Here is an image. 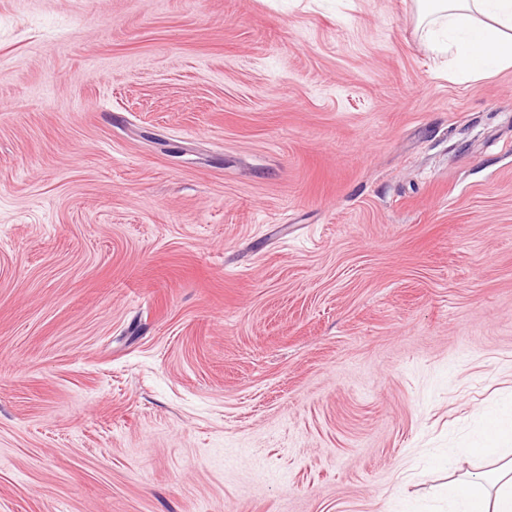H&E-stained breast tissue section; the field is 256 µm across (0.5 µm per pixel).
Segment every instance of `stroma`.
<instances>
[{
	"instance_id": "obj_1",
	"label": "stroma",
	"mask_w": 512,
	"mask_h": 512,
	"mask_svg": "<svg viewBox=\"0 0 512 512\" xmlns=\"http://www.w3.org/2000/svg\"><path fill=\"white\" fill-rule=\"evenodd\" d=\"M512 407V68L413 0H0V512H448Z\"/></svg>"
}]
</instances>
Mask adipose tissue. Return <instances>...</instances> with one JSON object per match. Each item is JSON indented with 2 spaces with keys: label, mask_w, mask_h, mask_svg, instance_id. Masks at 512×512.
Wrapping results in <instances>:
<instances>
[{
  "label": "adipose tissue",
  "mask_w": 512,
  "mask_h": 512,
  "mask_svg": "<svg viewBox=\"0 0 512 512\" xmlns=\"http://www.w3.org/2000/svg\"><path fill=\"white\" fill-rule=\"evenodd\" d=\"M422 36L448 56L455 74L479 78L512 67V0H416ZM512 436V415L488 417L478 455L492 459L491 476L448 483L454 512H512V455L498 445Z\"/></svg>",
  "instance_id": "adipose-tissue-1"
}]
</instances>
